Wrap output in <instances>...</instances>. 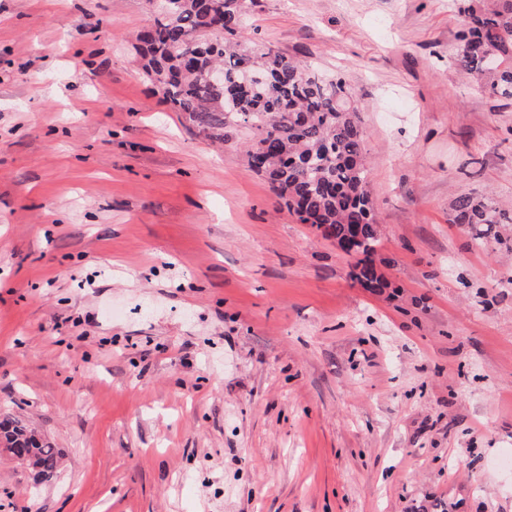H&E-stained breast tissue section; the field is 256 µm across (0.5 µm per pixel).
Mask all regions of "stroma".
Masks as SVG:
<instances>
[{"label": "stroma", "instance_id": "stroma-1", "mask_svg": "<svg viewBox=\"0 0 512 512\" xmlns=\"http://www.w3.org/2000/svg\"><path fill=\"white\" fill-rule=\"evenodd\" d=\"M459 0H253L342 77L386 285L137 70L145 0H0V512H512V100L457 64ZM451 211L455 224H512V209L494 207L486 198L472 194L454 197ZM0 441L15 457L37 469L39 477L49 478L56 473L59 450L18 419L6 416L0 420Z\"/></svg>", "mask_w": 512, "mask_h": 512}]
</instances>
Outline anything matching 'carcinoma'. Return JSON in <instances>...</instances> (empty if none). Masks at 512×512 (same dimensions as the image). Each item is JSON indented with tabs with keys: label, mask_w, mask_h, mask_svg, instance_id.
<instances>
[{
	"label": "carcinoma",
	"mask_w": 512,
	"mask_h": 512,
	"mask_svg": "<svg viewBox=\"0 0 512 512\" xmlns=\"http://www.w3.org/2000/svg\"><path fill=\"white\" fill-rule=\"evenodd\" d=\"M166 0L163 13L138 38L139 70L157 84L165 103L184 112L211 139L228 141V130L254 133L245 146L249 168L303 224L324 226L339 241L355 238L349 276L364 288H382L375 255L379 225L368 190L365 131L353 94L340 78L329 79L293 57L245 34L246 0ZM457 57L479 86L512 99V0H470L459 7ZM214 32L219 40L210 39ZM488 52L500 56L491 69ZM223 66L224 83L213 85L207 69ZM265 73L248 90L239 85L243 65ZM456 224H512V209L472 194L451 200ZM0 441L18 459L49 478L60 452L21 421L0 420Z\"/></svg>",
	"instance_id": "cac0c4a2"
}]
</instances>
